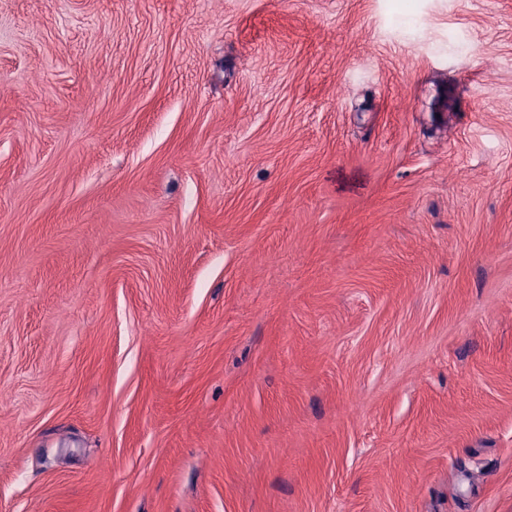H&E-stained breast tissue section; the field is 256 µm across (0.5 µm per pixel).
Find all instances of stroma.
<instances>
[{"label":"stroma","instance_id":"35a3bbf8","mask_svg":"<svg viewBox=\"0 0 512 512\" xmlns=\"http://www.w3.org/2000/svg\"><path fill=\"white\" fill-rule=\"evenodd\" d=\"M0 512H512V0H0Z\"/></svg>","mask_w":512,"mask_h":512}]
</instances>
